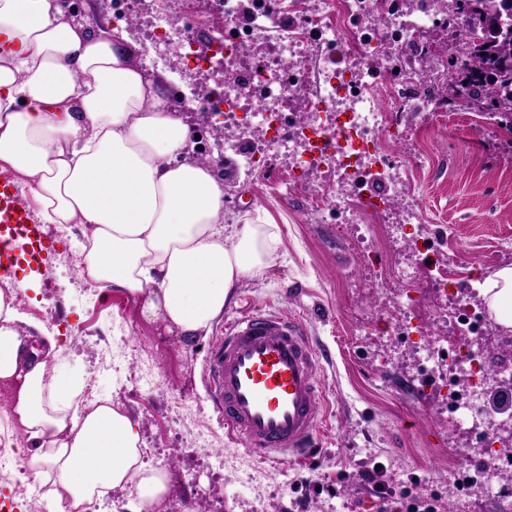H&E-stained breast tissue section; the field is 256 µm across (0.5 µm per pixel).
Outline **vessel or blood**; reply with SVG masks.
Wrapping results in <instances>:
<instances>
[{
    "instance_id": "vessel-or-blood-1",
    "label": "vessel or blood",
    "mask_w": 512,
    "mask_h": 512,
    "mask_svg": "<svg viewBox=\"0 0 512 512\" xmlns=\"http://www.w3.org/2000/svg\"><path fill=\"white\" fill-rule=\"evenodd\" d=\"M8 177L0 178V240L36 229ZM321 354L296 319L251 307L230 324L206 366L209 394L227 437L272 464L303 460L319 433Z\"/></svg>"
}]
</instances>
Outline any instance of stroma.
<instances>
[{"instance_id": "obj_1", "label": "stroma", "mask_w": 512, "mask_h": 512, "mask_svg": "<svg viewBox=\"0 0 512 512\" xmlns=\"http://www.w3.org/2000/svg\"><path fill=\"white\" fill-rule=\"evenodd\" d=\"M78 2L87 20L125 31L127 46L153 69L170 105L209 86L178 53L153 51L145 22L158 19L157 0H141L129 21L115 18L111 0ZM428 38L437 55L403 50L424 85L406 93L393 115L402 137L383 151L386 165L407 169L403 191L382 179L369 186L371 195L388 198L394 223L417 201L434 243L427 253L381 224L364 239L357 225L316 222L312 189L287 192L283 157L254 171L242 165L254 143L252 128L241 127L228 134L232 143L224 149L215 146L227 136L220 131L207 146L224 184L225 220L247 216L279 225L281 244L264 275L242 280L231 305L193 346L141 319L121 291L87 287L78 262L83 225H41L39 259L20 254L19 269L34 274L18 307L23 330H45L65 343L66 367L78 373L82 399H111L139 421L145 462L170 478L154 512L192 504L199 512H377L378 490L362 478L373 470L390 490L438 501V512H512L508 461L498 463L485 489L466 493L456 484L485 462L473 427L512 438V406L500 404L512 394V381L502 378L512 374V327L498 322L483 296L486 279L512 265V116L449 111L448 30L431 25ZM396 262L447 265L454 288L485 319L482 351L492 377L461 410L459 424L443 419L437 383L416 370L427 345L446 335L451 306L423 284L414 292L421 308L409 317L400 286L380 280L382 266ZM251 306L300 321L322 355L319 446L305 462L272 465L228 442L209 400L205 360L225 322Z\"/></svg>"}]
</instances>
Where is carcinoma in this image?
Here are the masks:
<instances>
[{
    "label": "carcinoma",
    "instance_id": "obj_1",
    "mask_svg": "<svg viewBox=\"0 0 512 512\" xmlns=\"http://www.w3.org/2000/svg\"><path fill=\"white\" fill-rule=\"evenodd\" d=\"M455 18H466L458 30L456 55L449 72L457 80L448 81V100L457 97V88L467 91L472 102L493 112H512V13L498 11L503 0H443ZM473 25L487 32L484 42L470 40Z\"/></svg>",
    "mask_w": 512,
    "mask_h": 512
}]
</instances>
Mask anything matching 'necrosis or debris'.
I'll list each match as a JSON object with an SVG mask.
<instances>
[{
    "instance_id": "1",
    "label": "necrosis or debris",
    "mask_w": 512,
    "mask_h": 512,
    "mask_svg": "<svg viewBox=\"0 0 512 512\" xmlns=\"http://www.w3.org/2000/svg\"><path fill=\"white\" fill-rule=\"evenodd\" d=\"M202 12H224V42L209 58L221 71L208 93L222 102V117L243 115L255 122L264 142L281 144L283 127L278 103L293 97L305 83L308 70L300 54L311 36L325 45L328 64L317 76L318 97L328 104L324 118L301 124L307 149L297 155L288 173L290 187H301L306 173L318 174L317 198H324L334 179L348 186L343 208L364 225L386 223V207L365 193L380 174L381 156L370 149L366 134L392 135L394 123L387 101H399L414 86L408 64L399 66V82L383 86L373 75V63L387 59L393 48H424V34L434 21L432 10L422 15L397 13L392 0H194ZM308 19V26L283 30L276 56L278 67L258 63L245 79H238L235 62L248 45L257 42L281 13ZM483 318L467 302H459L449 339L431 347L419 369L432 373L449 364L469 365L473 389L483 388L486 375L477 352Z\"/></svg>"
}]
</instances>
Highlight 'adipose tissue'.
<instances>
[{"label":"adipose tissue","mask_w":512,"mask_h":512,"mask_svg":"<svg viewBox=\"0 0 512 512\" xmlns=\"http://www.w3.org/2000/svg\"><path fill=\"white\" fill-rule=\"evenodd\" d=\"M191 128L115 30L79 22L58 0H0V162L22 177L45 224H81L80 253L100 289L184 343L208 332L244 278L277 256L274 224L224 221V185L191 156ZM0 382L30 443L35 483L61 512L135 485V512L169 492L143 460L140 424L104 400L80 407L54 334L20 329L15 289L0 279Z\"/></svg>","instance_id":"ef3b65f1"}]
</instances>
